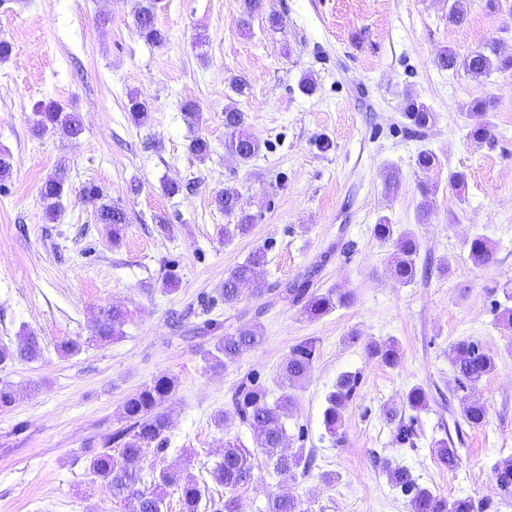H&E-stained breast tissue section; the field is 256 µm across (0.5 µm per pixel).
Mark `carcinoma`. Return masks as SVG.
Segmentation results:
<instances>
[{"label":"carcinoma","instance_id":"obj_1","mask_svg":"<svg viewBox=\"0 0 512 512\" xmlns=\"http://www.w3.org/2000/svg\"><path fill=\"white\" fill-rule=\"evenodd\" d=\"M136 23L140 34L146 41L161 45L166 41L165 32L155 20L152 5L142 4L138 7ZM467 18L466 0H453L448 10V22L461 25ZM436 64L443 70L464 69L474 78L489 75L493 71L512 70V56L499 55L490 45L476 50L463 59L455 53L446 51L440 54ZM38 119L34 130L38 133L61 130L69 136H77L82 131L77 115L65 112L55 101L42 103L37 109ZM404 117L409 129L416 132L434 123L435 115L430 108L416 100L409 102ZM261 149L260 143L248 131L244 112L234 106L224 109V150L242 163L249 162ZM64 175L58 173L46 180L41 194L48 203L50 215L58 212L60 199L64 193ZM239 194L234 189H226L218 194L214 203L218 210L224 212L228 223L224 225V239L230 240L250 232L254 216L246 213L238 205ZM99 223L109 227L112 240H119L127 224L125 212L108 205H101L96 211ZM374 236L381 242L392 246L390 263L393 274L400 282L408 284L417 274L416 257L420 244L410 232L395 233L394 225L386 222L374 225ZM471 259L477 264H486L493 258V247L484 237L476 236L469 243ZM266 249L257 248L249 258L233 268L224 277L221 295L224 303H237L241 287L252 288L255 295L261 296L267 290L264 276ZM285 295L292 302L301 305L302 312L310 319H318L338 306L351 302V294L340 290L317 293L310 290V277L296 280L284 289ZM131 312L114 306L103 312V319L95 327L96 338L101 342H111L123 335L122 327L128 321ZM263 336L254 326L241 329L236 333H226L215 344V351L210 353V366L219 368L234 361L243 352L262 343ZM41 344L36 336H26L19 348L10 350L0 348V363L19 360H35L41 356ZM371 357L387 366L398 362V346L393 340L375 343L368 347ZM316 355V341L306 339L297 344L282 367V376L291 386L299 385L311 372ZM451 361L455 372V381L459 389L471 388L492 374L496 368L494 355L474 340L462 339L451 348ZM359 377L351 372L341 374L326 397L323 410V426L330 437L339 435L342 427L343 411L355 396ZM176 385L166 376L157 378L154 383L141 389L127 399L124 413L128 425L112 435V442L120 445L119 454L122 462L117 464L109 450H103L90 456L88 467L111 488L112 494L126 500L129 512H164L167 508L165 488L178 485L182 490L183 512H198L203 497L208 494V486H200L190 476H181L165 468L145 481L141 465L144 450L152 446L164 450L168 419L161 407L173 395ZM409 407L415 411L428 406V396L421 386L412 387L406 395ZM292 397L283 395L274 402L267 399V391L255 381L241 382L233 395L234 414L240 423L250 428L257 447L267 458L274 461L277 473L293 477L297 471L307 473L313 462L312 454L298 450L293 454H281L279 448L284 446L287 438L284 419ZM463 417L466 422L478 427L485 422L486 408L478 400H465ZM439 459L448 468L453 469L458 462L457 450L448 446V441L437 442ZM380 464L385 469L390 482L405 496L410 497L412 512H487L488 506L471 497L447 499L432 490L420 486L409 470L392 464L383 458ZM252 456L249 450L230 445L224 449L223 459L210 471L212 480L232 492L247 485L252 478ZM494 480L505 495L512 496V458H504L492 465ZM266 512H301V503L296 499L276 495L268 500Z\"/></svg>","mask_w":512,"mask_h":512}]
</instances>
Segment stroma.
Listing matches in <instances>:
<instances>
[{
    "mask_svg": "<svg viewBox=\"0 0 512 512\" xmlns=\"http://www.w3.org/2000/svg\"><path fill=\"white\" fill-rule=\"evenodd\" d=\"M153 2L167 33L161 45L139 33L140 0H0V39L12 45L0 61V153L12 163L0 182V347L17 349L29 335L42 347L37 360L0 364V386L16 395L0 410V512H127L87 457L126 427V400L161 375L176 382L162 407L167 449H146L143 470L208 481L215 505L224 489L210 472L232 443L253 456L252 479L235 492L239 512H265L274 495L294 497L303 512H410L378 456L445 498L512 512L491 471L512 457V328L498 320L512 290V72L474 78L435 64L442 50L464 57L489 42L512 55V12L468 0L466 22L453 26L451 0H262L246 21L242 0ZM133 95L149 105L138 123L128 112ZM478 98L495 101L483 117L493 136L481 145L469 139L466 115ZM413 99L435 114L417 133L404 117ZM49 100L79 114L78 137L33 132L34 110ZM188 100L202 124L188 125ZM228 106L246 113L261 144L245 164L224 153ZM199 136L211 146L202 160L189 151ZM423 151L438 159L427 172L416 166ZM388 170L399 179L390 195ZM452 171L466 174L464 193L449 185ZM58 172L66 189L52 216L41 188ZM170 182L183 192L167 195ZM423 183L434 186L435 203L422 224ZM89 185L100 203L126 211L120 240L97 222ZM227 188L256 217L249 235L229 242L214 203ZM384 217L420 243L412 283L394 277L391 247L373 234ZM477 235L494 247L484 265L469 255ZM259 246L267 292L245 287L225 304V274ZM308 274L314 290L343 289L351 303L303 317L281 290ZM115 305L131 312L122 338L96 341L99 312ZM256 324L261 346L208 368L219 336ZM311 337L312 371L289 387L280 367ZM467 338L497 363L467 393L486 407L478 427L462 417L450 360L452 344ZM390 339L399 349L391 367L367 352ZM67 340L80 350L65 357L57 346ZM345 372L359 386L337 442L322 414ZM247 379L269 400L292 396L285 449L313 453L306 475H277L233 417L232 394ZM416 385L429 398L419 412L406 401ZM403 423L416 428V446L400 442ZM439 439L456 448L455 468L439 460Z\"/></svg>",
    "mask_w": 512,
    "mask_h": 512,
    "instance_id": "obj_1",
    "label": "stroma"
}]
</instances>
